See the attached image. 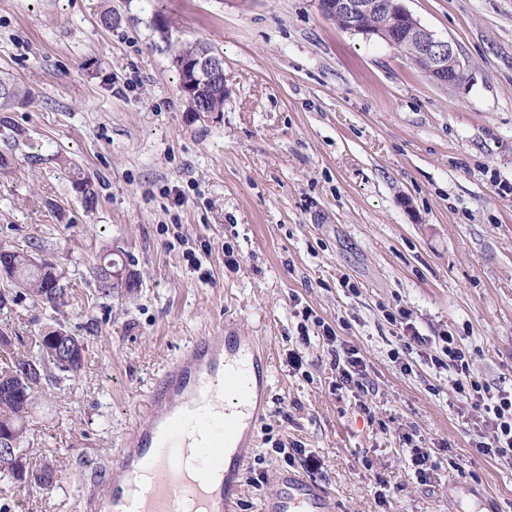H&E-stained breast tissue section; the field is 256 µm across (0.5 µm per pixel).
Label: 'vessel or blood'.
I'll return each instance as SVG.
<instances>
[{
	"label": "vessel or blood",
	"mask_w": 512,
	"mask_h": 512,
	"mask_svg": "<svg viewBox=\"0 0 512 512\" xmlns=\"http://www.w3.org/2000/svg\"><path fill=\"white\" fill-rule=\"evenodd\" d=\"M270 377L256 339L233 327L193 338L160 372L123 448L83 485L84 512H235ZM273 482L261 512H333L322 486L288 471Z\"/></svg>",
	"instance_id": "vessel-or-blood-1"
}]
</instances>
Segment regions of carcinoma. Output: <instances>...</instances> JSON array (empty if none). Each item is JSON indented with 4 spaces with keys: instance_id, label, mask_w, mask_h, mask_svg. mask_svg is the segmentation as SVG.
<instances>
[{
    "instance_id": "carcinoma-1",
    "label": "carcinoma",
    "mask_w": 512,
    "mask_h": 512,
    "mask_svg": "<svg viewBox=\"0 0 512 512\" xmlns=\"http://www.w3.org/2000/svg\"><path fill=\"white\" fill-rule=\"evenodd\" d=\"M33 99L30 89L21 85L7 72L0 71V107H19L28 105ZM189 107L206 104L213 110H224V99L204 90L193 99H188ZM72 188L80 195L82 204L88 210L95 208L98 192L92 178L77 172L72 179ZM64 272L52 267L32 269L21 263L13 267V277L9 282L17 287L11 292L0 290V311L11 308L26 298H31L53 310L67 304L68 292L61 284ZM56 330L34 338L36 354L25 350L24 337L18 336L12 343L10 336L0 332V346L5 347L6 356L0 363V381L8 385L9 390L0 393V434H4L3 425L13 426L12 439L17 445V456L0 454V481L16 488L23 487V474L37 469L38 464L29 459L20 448L25 432V421L29 413L34 393L40 385H56L63 378H70L82 369L84 355L66 357L53 353V336Z\"/></svg>"
}]
</instances>
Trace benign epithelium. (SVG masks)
I'll return each instance as SVG.
<instances>
[{
  "mask_svg": "<svg viewBox=\"0 0 512 512\" xmlns=\"http://www.w3.org/2000/svg\"><path fill=\"white\" fill-rule=\"evenodd\" d=\"M319 6L326 16L344 22V30L368 38L385 34L387 26L383 23L367 24L364 19L387 16L393 25V37L387 43L397 49L403 43L409 44L424 62L426 75L433 82L449 83L454 73L464 69L457 45L437 37L422 25L406 7L405 0H319ZM181 68L192 75L188 88H208L217 96H226L223 59L219 56L203 53L183 60ZM100 275L126 288L136 283L134 271L116 260L112 261L110 268L100 266ZM55 345L63 354L74 356L82 352V346L74 342L67 332H59Z\"/></svg>",
  "mask_w": 512,
  "mask_h": 512,
  "instance_id": "1",
  "label": "benign epithelium"
}]
</instances>
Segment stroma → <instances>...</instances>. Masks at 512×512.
I'll return each instance as SVG.
<instances>
[{
	"label": "stroma",
	"instance_id": "obj_1",
	"mask_svg": "<svg viewBox=\"0 0 512 512\" xmlns=\"http://www.w3.org/2000/svg\"><path fill=\"white\" fill-rule=\"evenodd\" d=\"M406 5L457 45L465 86L441 89L318 0H0V70L34 94L7 112L26 141L0 175V247L52 256L71 293L0 326L86 341L82 370L36 393L25 423L54 490L0 485V505L82 512L83 476L121 447L159 372L231 321L271 365L237 512H260L286 468L335 512H512V467L475 446L482 407L426 358L392 363L386 318L403 307L420 335L452 333L476 380L512 389V0ZM195 41L224 59L223 112L195 116L179 89L173 59ZM78 171L98 186L93 210ZM113 249L138 285L108 296L89 271ZM307 308L359 350L362 387L335 388ZM409 436L441 462L430 485ZM283 444L306 458L286 464ZM72 188L77 195H80L82 204L88 210L95 208L98 200V192L92 178L82 175L81 172L74 173L71 181Z\"/></svg>",
	"mask_w": 512,
	"mask_h": 512
}]
</instances>
